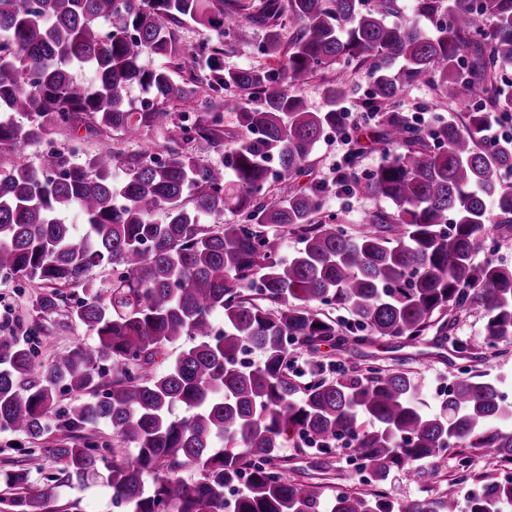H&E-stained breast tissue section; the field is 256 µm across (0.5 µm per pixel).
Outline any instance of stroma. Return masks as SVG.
I'll list each match as a JSON object with an SVG mask.
<instances>
[{
  "mask_svg": "<svg viewBox=\"0 0 512 512\" xmlns=\"http://www.w3.org/2000/svg\"><path fill=\"white\" fill-rule=\"evenodd\" d=\"M265 29L252 22L225 35H218L193 25L181 28L178 36L183 48L191 50L203 43L223 49L224 65L228 68L242 66H267V59L259 48ZM355 93L344 103L351 112L353 122L346 133L322 138L317 144L304 172L297 176V187L306 189L320 187L325 191L324 211L334 215L349 232L356 231L368 213L381 209V201L362 195L348 193L336 181L337 168L348 165V158H355V171L364 174L372 170L382 157L381 145L375 138L378 117L368 116L361 105L370 90L365 68L348 72ZM395 108L412 117L422 126L431 127L447 120L449 113L462 112L461 104L448 103L440 97L432 85L418 84L407 88L397 100ZM41 287L35 282H12L0 285V334L9 335L6 320L27 319L31 300L39 294ZM485 319L482 310L464 313L457 321L453 335L467 346L465 353L453 351L451 346L437 347L422 344L404 346L397 341L383 339L371 346L341 349L330 345L321 346L319 355L336 366L351 371H365L375 365H391L401 357L407 358L417 385L421 401L429 408L440 403L439 393L459 371L468 370L490 378L502 379V390L512 401V341L500 344L495 353H487L482 346ZM52 436L42 442L31 443L19 435L0 433V468L17 467L30 473L32 490L42 489L44 478L57 472L60 464L45 448L51 445ZM282 458L287 460L294 472L308 474L311 481L331 485L336 490H364L371 486L368 472L358 471L351 460L348 448H335L327 453L295 447L286 442L281 448ZM422 476L413 479L411 473L393 469L381 484L387 497L411 502L439 493L456 497L460 512L468 508V494L476 484L477 477L497 479L498 467L494 460L479 450L450 449L442 458L418 465ZM46 512H118L112 503V492L103 481L86 483H62L54 489Z\"/></svg>",
  "mask_w": 512,
  "mask_h": 512,
  "instance_id": "1",
  "label": "stroma"
}]
</instances>
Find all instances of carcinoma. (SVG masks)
Instances as JSON below:
<instances>
[{
    "label": "carcinoma",
    "mask_w": 512,
    "mask_h": 512,
    "mask_svg": "<svg viewBox=\"0 0 512 512\" xmlns=\"http://www.w3.org/2000/svg\"><path fill=\"white\" fill-rule=\"evenodd\" d=\"M410 8L412 20L398 17V0H0V146L82 126L161 131L182 143L160 158L156 148L123 155L105 142L81 162L53 148L36 166L0 168V284L44 288L29 325L19 324L23 335L0 336V432L30 442L53 433L46 452L62 464L36 492L27 470H0V485L15 490L9 512H45L51 484L89 477L105 479L123 512H456L445 495L402 503L375 490L328 494L280 456L298 438L320 452L349 438L378 484L393 467L412 470L452 448L512 465V403L497 382L465 371L426 410L401 364L331 377L334 364L315 356L335 340L417 346L432 331L461 352L452 330L474 306L486 349L512 339V268L473 261L486 224L512 232V184L502 179L512 138L485 134L489 114L512 120V0ZM245 21L265 26L261 52L276 67L226 69L222 49L203 44L189 60L194 73L178 74L183 24L222 36ZM353 64L368 67L362 107L380 116L383 156L366 175L346 173L345 187L391 209L349 235L335 217L319 219L321 190L295 187V176L326 132L345 124L340 103L353 87L332 81L319 111L289 87ZM86 68L92 80H77ZM423 82L479 105L426 130L392 109L406 86ZM134 85L145 94L138 107ZM227 89L258 103L234 104L240 135L226 151L224 113L200 111L199 98ZM204 151L225 161L212 164ZM274 184L278 198L268 202ZM74 208L80 230L65 223ZM226 211L238 222L216 221ZM270 228L287 229L300 247L279 257ZM108 266L103 288L91 271ZM65 288L82 297L67 305ZM63 308L94 341L42 363V321ZM183 338L191 345L157 370L156 357ZM294 346L314 354L308 369L295 367ZM60 386L92 399L59 408ZM100 422L112 427L102 448L82 435ZM238 484L225 505V487ZM509 503L512 485L486 481L468 512Z\"/></svg>",
    "instance_id": "obj_1"
}]
</instances>
